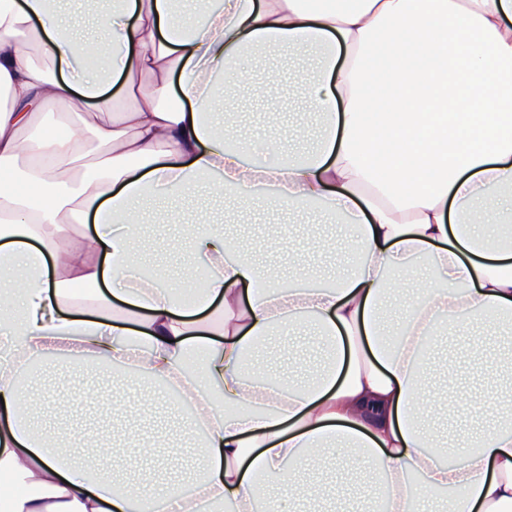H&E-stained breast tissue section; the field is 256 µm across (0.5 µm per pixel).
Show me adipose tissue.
<instances>
[{"instance_id": "obj_1", "label": "adipose tissue", "mask_w": 512, "mask_h": 512, "mask_svg": "<svg viewBox=\"0 0 512 512\" xmlns=\"http://www.w3.org/2000/svg\"><path fill=\"white\" fill-rule=\"evenodd\" d=\"M174 2L115 0L103 45L135 99L116 113L85 79L95 43L69 35L66 0H0V477L13 487L1 512H255L273 486L291 504L322 497L293 472L323 448L341 449L347 474L368 461L377 481L363 495L381 512L438 492L453 493L450 512H512V395L489 403L488 427L451 462L428 423L462 411L464 389L433 403L423 385L445 329L468 348L512 330V245L475 230L493 194L494 223L512 230V0H208L191 17ZM261 46L322 52L312 81L264 79L267 111L287 83L320 117L310 151L270 138L244 154L210 117L221 78ZM84 139L105 156L63 185ZM204 183L233 197L268 186L275 205L341 218L356 270L320 286L302 268L286 285L202 215L183 227L206 276L188 312L178 287L135 271V215L150 196L171 220V202ZM89 220L94 233L67 239ZM401 290L389 343L380 314ZM310 324L328 366L307 383L270 380L264 345ZM62 354L181 392L206 433L192 491L148 475L118 486L29 422L43 400L30 363Z\"/></svg>"}]
</instances>
